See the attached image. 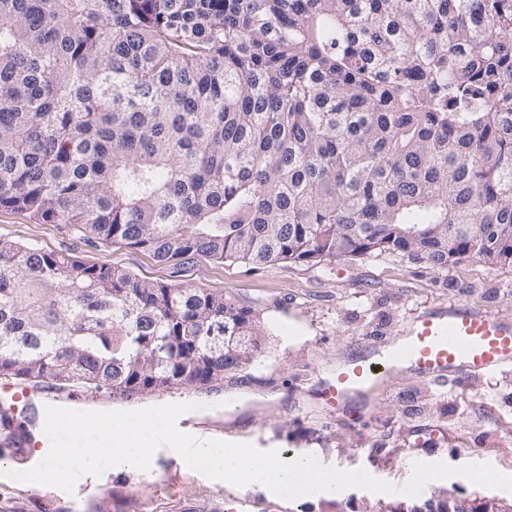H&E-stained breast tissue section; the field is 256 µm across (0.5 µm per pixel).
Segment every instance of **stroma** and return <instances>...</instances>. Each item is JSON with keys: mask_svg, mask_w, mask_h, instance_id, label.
<instances>
[{"mask_svg": "<svg viewBox=\"0 0 512 512\" xmlns=\"http://www.w3.org/2000/svg\"><path fill=\"white\" fill-rule=\"evenodd\" d=\"M0 238L87 263H109L136 277L187 288L224 291L253 313L266 332L264 361L205 389L177 386L122 400L120 409L168 403L209 405L208 428L225 439L280 453L310 452L378 480L402 476L413 458L456 466L479 459L512 470V371L440 385L394 373L386 390L331 411L320 393L340 362L366 355L367 333L394 336L425 308L475 305L512 320V266L466 260L445 269L407 256L340 257L318 265L278 263L258 269L202 255L160 262L147 252L39 224L0 207ZM223 484L190 468L156 461L149 470L121 471L108 485L80 496H51L44 487H0V512H224ZM413 497L359 488L338 498L291 500L293 512H378L408 508Z\"/></svg>", "mask_w": 512, "mask_h": 512, "instance_id": "35a3bbf8", "label": "stroma"}]
</instances>
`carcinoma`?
<instances>
[{
  "mask_svg": "<svg viewBox=\"0 0 512 512\" xmlns=\"http://www.w3.org/2000/svg\"><path fill=\"white\" fill-rule=\"evenodd\" d=\"M0 207L168 262L512 266V0H0ZM262 336L0 239L1 375L127 398Z\"/></svg>",
  "mask_w": 512,
  "mask_h": 512,
  "instance_id": "obj_1",
  "label": "carcinoma"
}]
</instances>
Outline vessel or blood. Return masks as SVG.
<instances>
[{
	"mask_svg": "<svg viewBox=\"0 0 512 512\" xmlns=\"http://www.w3.org/2000/svg\"><path fill=\"white\" fill-rule=\"evenodd\" d=\"M379 358L362 356L324 386L326 402L383 387L387 373L406 370L431 380L464 382L512 365V322L478 307L451 304L420 313L401 336L380 345Z\"/></svg>",
	"mask_w": 512,
	"mask_h": 512,
	"instance_id": "1",
	"label": "vessel or blood"
}]
</instances>
